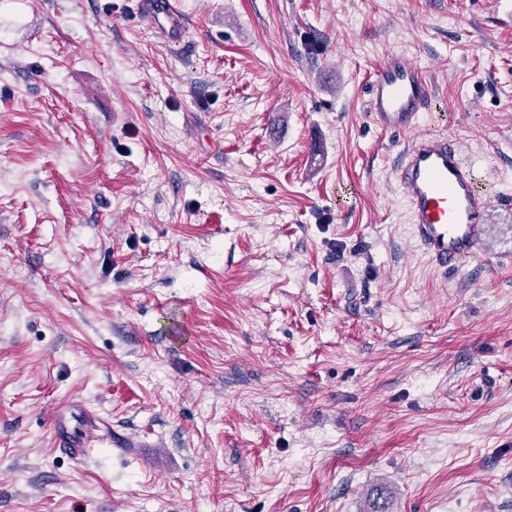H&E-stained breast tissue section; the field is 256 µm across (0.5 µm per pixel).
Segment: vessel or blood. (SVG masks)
Returning a JSON list of instances; mask_svg holds the SVG:
<instances>
[{
  "instance_id": "obj_1",
  "label": "vessel or blood",
  "mask_w": 512,
  "mask_h": 512,
  "mask_svg": "<svg viewBox=\"0 0 512 512\" xmlns=\"http://www.w3.org/2000/svg\"><path fill=\"white\" fill-rule=\"evenodd\" d=\"M149 28L168 46L186 36L181 0H142ZM370 116L381 130L413 132L401 151L396 180L412 220V234L430 266L437 271L462 269L476 251L491 206L458 143L445 135L416 134L432 97V85L420 67L401 51L389 52L369 83Z\"/></svg>"
}]
</instances>
